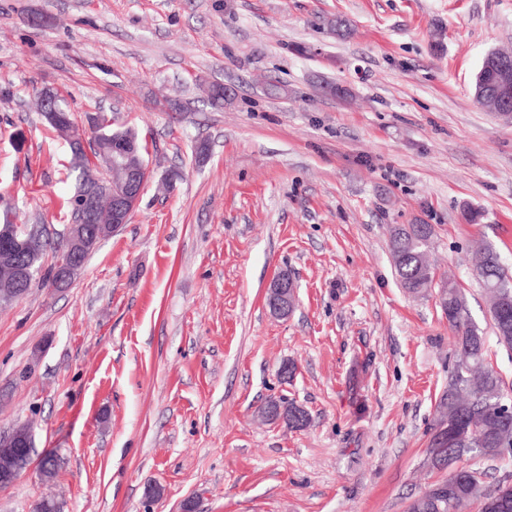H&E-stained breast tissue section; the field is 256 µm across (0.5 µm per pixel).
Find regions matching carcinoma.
<instances>
[{"instance_id":"cac0c4a2","label":"carcinoma","mask_w":512,"mask_h":512,"mask_svg":"<svg viewBox=\"0 0 512 512\" xmlns=\"http://www.w3.org/2000/svg\"><path fill=\"white\" fill-rule=\"evenodd\" d=\"M124 145L128 153L124 159L130 167H141L150 173L145 160V146L137 132L132 129L114 130L111 120L100 117L99 125L92 131L90 151L71 150V168L77 173V189L71 203L88 194L96 197L97 223L85 224L83 229L96 235L101 242L112 234V197L102 191L101 184L109 182L112 189L121 186V171L107 162L112 146ZM433 231L429 224L395 226L391 230L392 258L395 273L402 288L418 295L433 287L435 272L428 258L429 241ZM52 232L45 233L43 242L36 249L23 252L18 262L29 263L42 269L43 257L52 248ZM475 271L479 283L489 296L488 308L497 343L507 350L512 349V276L501 261L500 255L485 246L476 255ZM36 285L32 279L27 283L16 282L15 267L0 262V305L9 304L23 297ZM509 300L508 322H503L502 306ZM440 308L448 317V327L454 338L457 359L448 370V386L436 404V418L431 433L448 425L452 443L446 448H436L429 443L426 462L440 468L434 455H440L448 463L464 459L495 460L503 458L501 448H512V419L503 420L497 412L500 403L508 401L502 380L489 361L487 337L469 320L466 294L453 281H448V297L439 298ZM288 408L290 428H303L309 423L308 412L292 399L267 401L259 409L265 415L278 407ZM33 452H0V468L19 476L31 463ZM453 483L456 491L450 498L437 492L440 486ZM497 488L484 486L482 472L471 466L462 467L447 478L436 481L408 506V512H463L469 505L484 504Z\"/></svg>"}]
</instances>
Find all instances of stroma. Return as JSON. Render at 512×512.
I'll use <instances>...</instances> for the list:
<instances>
[{"label":"stroma","mask_w":512,"mask_h":512,"mask_svg":"<svg viewBox=\"0 0 512 512\" xmlns=\"http://www.w3.org/2000/svg\"><path fill=\"white\" fill-rule=\"evenodd\" d=\"M506 48L512 0H0V210L70 221L45 88L75 122L135 129L151 171L68 286L0 308V434L28 421L35 442L0 512H405L445 478L425 454L452 334L401 288L390 230L431 225L437 278L489 328L471 257L512 269V123L473 84ZM284 269L281 319L265 289ZM279 397L309 424L259 420ZM297 285L288 270H281L267 287V307L274 317L287 318L297 302ZM279 406H288V422L284 423L288 428H303L308 425L310 420L308 412L292 399L282 398V400H278L277 402L267 401L260 407L259 412L263 416L277 409Z\"/></svg>","instance_id":"1"}]
</instances>
